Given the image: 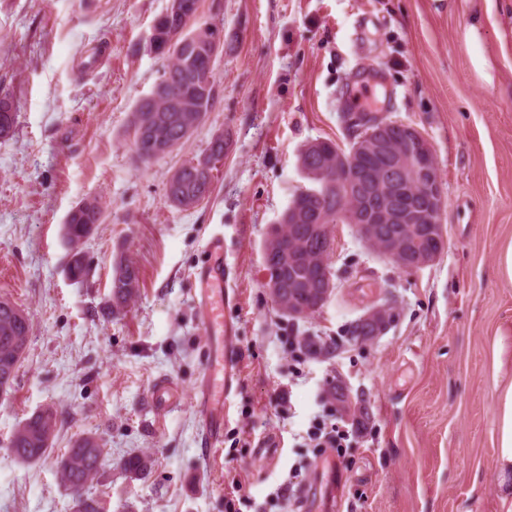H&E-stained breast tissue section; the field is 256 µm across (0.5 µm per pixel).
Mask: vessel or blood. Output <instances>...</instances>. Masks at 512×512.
Returning <instances> with one entry per match:
<instances>
[{"label": "vessel or blood", "mask_w": 512, "mask_h": 512, "mask_svg": "<svg viewBox=\"0 0 512 512\" xmlns=\"http://www.w3.org/2000/svg\"><path fill=\"white\" fill-rule=\"evenodd\" d=\"M209 259L196 272L195 299L201 316L210 361L205 369L197 404L203 418V442L213 451L224 430V378L230 367L224 364V239L212 236L206 245Z\"/></svg>", "instance_id": "b4317fda"}]
</instances>
